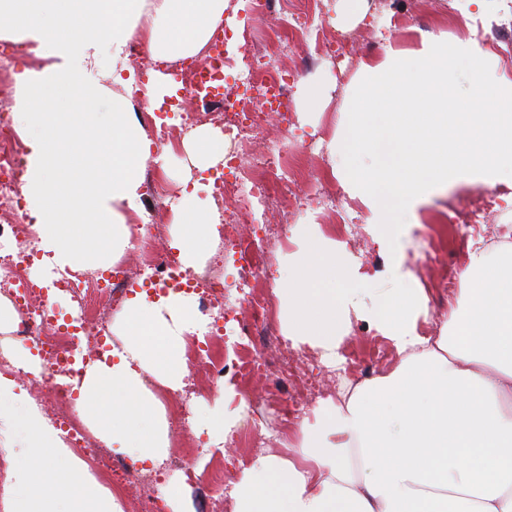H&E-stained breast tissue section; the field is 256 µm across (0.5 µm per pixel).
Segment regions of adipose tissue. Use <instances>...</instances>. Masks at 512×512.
<instances>
[{
	"label": "adipose tissue",
	"instance_id": "obj_1",
	"mask_svg": "<svg viewBox=\"0 0 512 512\" xmlns=\"http://www.w3.org/2000/svg\"><path fill=\"white\" fill-rule=\"evenodd\" d=\"M228 0H0V38L25 46L41 69L17 76L13 107L25 150L26 221L48 269L99 268L129 246L142 218L143 167L167 170L170 147L154 148L124 94L128 46L154 62L201 55L221 26L237 28ZM111 63V83L98 73ZM184 148L199 171L224 159V135L192 130ZM199 182L182 181L171 246L196 267L212 254L219 223ZM462 298L439 336L418 335L425 300L413 284L381 298L367 317L401 360L389 374L347 389L303 423L302 460L255 458L234 488V512H512V251L476 248L460 273ZM373 276L346 250L309 236L282 267L275 295L293 344L335 360L360 291ZM207 321L194 295L135 292L112 325L118 344L88 361L73 389L81 419L113 451L162 465L170 424L152 384L179 390L188 335ZM231 388L197 416L207 445L223 448L242 418ZM0 428L24 448L12 470L13 512H122L24 389L0 375ZM56 488L55 496L44 493Z\"/></svg>",
	"mask_w": 512,
	"mask_h": 512
}]
</instances>
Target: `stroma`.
<instances>
[{
    "label": "stroma",
    "mask_w": 512,
    "mask_h": 512,
    "mask_svg": "<svg viewBox=\"0 0 512 512\" xmlns=\"http://www.w3.org/2000/svg\"><path fill=\"white\" fill-rule=\"evenodd\" d=\"M338 0H315L313 8L319 14L327 33L342 40L341 51L329 54L312 53L309 46L291 42L282 49L276 64L288 72L291 85L318 80L331 87L329 98L321 111L302 116L296 103H289L287 114L266 112L262 124L270 144L298 149L306 177L293 185L298 199H305L309 188L308 177H324L330 182L347 216L346 223L334 218H314L309 207L296 209L290 219H283L279 208L258 213L255 222L238 219L233 201L224 204L225 219L219 227L220 235L247 239L259 225L288 221L286 238L272 246L271 266L264 282L274 286L279 277V264L295 251L292 241L305 225L318 223L321 232L345 244L354 262L362 270L376 277V289L362 294L365 306H372L377 297L391 293L401 284L392 265L390 254L380 250L369 224V211L353 198L345 184L332 175V168L340 167V158L331 157L326 142L342 134V114L349 108L350 89L357 82L360 60L383 56L386 46H393L405 54L420 49L423 41L436 40L458 44L463 40H478L487 60L497 75L512 80V0H486L482 15L475 20L450 9L449 0H368L365 21L346 29L332 23L334 6ZM487 188L486 183L472 179L449 182L447 188L429 193L416 207L410 218L411 249L407 266L418 277V286L424 291L427 309L417 320L420 335H437L450 306L456 305L458 291L442 293L439 284L446 278H458L463 267L467 247L461 244L454 225L450 223L452 208L478 202ZM342 355L354 364L342 369L316 363L311 374L317 389L324 397H336L345 381H363L365 376L390 373L399 363V355L390 340L360 320H352L351 328L341 348ZM172 412V439L170 454L164 465L155 470V489H162L169 477L179 471V461L185 444L201 448L202 458L211 465L224 469V487L232 489L243 466L259 453L265 452L285 459L300 455V427L291 425L287 436H280L275 424H268L263 441L241 442L233 439L225 449L205 450V438L196 436L193 423L199 409L198 398H186L184 391L165 394Z\"/></svg>",
    "instance_id": "stroma-1"
}]
</instances>
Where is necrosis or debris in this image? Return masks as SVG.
<instances>
[{
    "mask_svg": "<svg viewBox=\"0 0 512 512\" xmlns=\"http://www.w3.org/2000/svg\"><path fill=\"white\" fill-rule=\"evenodd\" d=\"M257 48L255 35L244 33L237 54L224 58L225 68L245 65L247 72L241 83L225 86L223 106L200 107L187 115L192 123H209L223 131L228 143L224 152L226 173L216 189L215 199L220 204L233 200L236 213L242 218L254 217L256 211L273 206L288 207L291 187L298 175L295 150L270 145L259 121L261 112L281 108L288 94V81L265 56L257 55ZM244 149L253 151L256 157L255 165L248 169L240 168L236 163L239 151ZM22 172L12 119L1 113L0 210L10 211L16 220L11 224H0V237L5 235L15 241L13 254L0 255V294L10 301L16 312L15 336L33 342L43 354V372L34 400L40 405L49 402L55 406L56 416L67 432L71 448L85 457L105 484L128 491L130 512H158L157 501L150 492L153 476L134 465L111 461L93 443L68 406L69 392L82 373L79 353L87 351L93 358L104 350L111 337L109 318L119 305L126 285L121 282L107 291L93 272L75 271L61 275L55 286L69 295L79 310V318L74 323L54 325L45 289L28 275L37 249L34 233L22 220ZM287 230L284 224H267L255 238L231 245L239 261L243 301L252 307L254 315L253 322L244 326L236 324L235 310L226 302L229 289L224 284V273L218 267L210 265L202 272L194 273L185 270L177 256L154 252L153 244L162 236L163 225L151 221L132 225L130 237L131 248L145 257L142 272L150 289L159 294L174 287L193 292L200 311L218 313L222 321L221 326L212 328V335L233 336L235 346L251 349L253 368L269 372L274 386L279 389L274 406L283 428L299 418L318 396L307 387L283 390V382L291 380L295 374L294 361L268 357V348L281 342L268 318L271 298L249 293L248 286L264 273L273 243ZM193 347L194 355L189 364L203 373L202 378L193 379V393L201 395L219 390L225 376L240 373L238 360L215 356L211 343L197 341Z\"/></svg>",
    "mask_w": 512,
    "mask_h": 512,
    "instance_id": "4bbe7bcc",
    "label": "necrosis or debris"
}]
</instances>
